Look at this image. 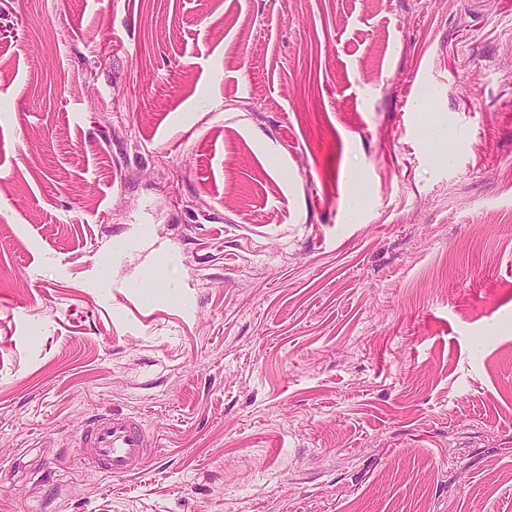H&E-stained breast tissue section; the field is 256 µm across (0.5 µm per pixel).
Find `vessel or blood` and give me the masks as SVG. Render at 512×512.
I'll return each instance as SVG.
<instances>
[{
	"mask_svg": "<svg viewBox=\"0 0 512 512\" xmlns=\"http://www.w3.org/2000/svg\"><path fill=\"white\" fill-rule=\"evenodd\" d=\"M82 444L100 469L123 476L140 472L151 441L135 419L112 416L91 421Z\"/></svg>",
	"mask_w": 512,
	"mask_h": 512,
	"instance_id": "1",
	"label": "vessel or blood"
}]
</instances>
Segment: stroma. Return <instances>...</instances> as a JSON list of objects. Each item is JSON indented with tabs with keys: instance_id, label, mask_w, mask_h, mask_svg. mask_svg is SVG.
<instances>
[{
	"instance_id": "stroma-1",
	"label": "stroma",
	"mask_w": 512,
	"mask_h": 512,
	"mask_svg": "<svg viewBox=\"0 0 512 512\" xmlns=\"http://www.w3.org/2000/svg\"><path fill=\"white\" fill-rule=\"evenodd\" d=\"M0 512H512V0H0ZM83 447L98 468L111 475L137 474L152 446L142 425L130 417H99L82 436Z\"/></svg>"
}]
</instances>
